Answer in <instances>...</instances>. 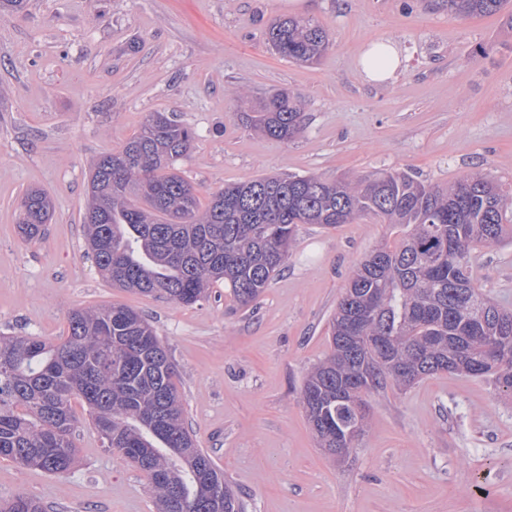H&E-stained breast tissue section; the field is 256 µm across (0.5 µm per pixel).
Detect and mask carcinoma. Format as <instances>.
Returning a JSON list of instances; mask_svg holds the SVG:
<instances>
[{
	"instance_id": "cac0c4a2",
	"label": "carcinoma",
	"mask_w": 512,
	"mask_h": 512,
	"mask_svg": "<svg viewBox=\"0 0 512 512\" xmlns=\"http://www.w3.org/2000/svg\"><path fill=\"white\" fill-rule=\"evenodd\" d=\"M460 17L502 14L509 0H443ZM282 58L317 61L329 46L310 21H273ZM242 120L289 141L304 126L301 97L269 92ZM194 132L152 112L117 152L92 165L83 216L95 265L112 286L190 305L219 281L253 305L288 260L300 224L334 227L373 214L407 228L354 270L331 323V352L305 376L300 399L319 447L350 455L366 433L367 397L389 381L410 386L438 373L490 376L512 394V311L476 285L470 251L512 236V194L466 175L442 188L404 172L355 181L262 175L232 183L201 206L177 161ZM53 216L42 189L27 190L18 229L38 239ZM175 365L148 319L127 305L76 308L57 342L0 335V458L52 475L76 461L71 400L90 409L104 448L148 476L157 512H244L245 506L185 425ZM0 512H44L18 492Z\"/></svg>"
}]
</instances>
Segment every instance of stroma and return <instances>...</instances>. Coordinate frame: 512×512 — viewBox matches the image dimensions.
Masks as SVG:
<instances>
[{"mask_svg": "<svg viewBox=\"0 0 512 512\" xmlns=\"http://www.w3.org/2000/svg\"><path fill=\"white\" fill-rule=\"evenodd\" d=\"M286 0H26L0 19V332L56 341L78 307L127 304L176 365L185 420L246 512H512V397L492 379L440 373L369 397V428L347 462L318 447L299 399L330 350V323L354 267L404 234L376 216L299 225L285 267L255 306L223 283L192 305L112 287L84 235L92 162L118 151L148 113L196 133L177 166L201 201L264 174L351 180L405 171L445 187L479 172L512 187V30L436 0H309L332 37L312 65L270 47ZM393 41L394 78L364 80L359 55ZM300 95L288 142L255 132L240 103ZM52 198L44 237L17 227L26 190ZM471 266L512 310V239L477 245ZM78 460L65 475L0 459V499L48 512H156L147 477L106 451L73 401ZM1 512H44L43 506L35 499L18 492L8 499H1Z\"/></svg>", "mask_w": 512, "mask_h": 512, "instance_id": "1", "label": "stroma"}]
</instances>
